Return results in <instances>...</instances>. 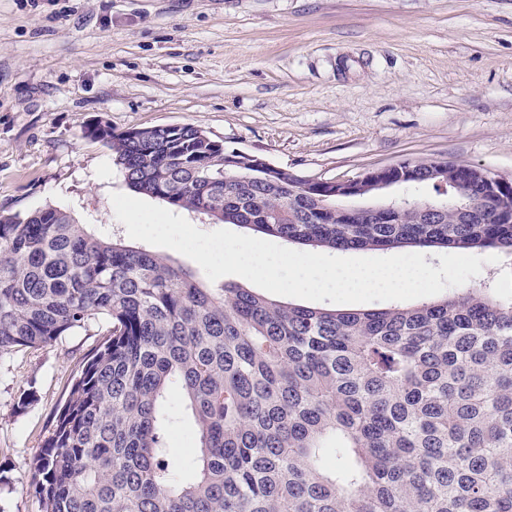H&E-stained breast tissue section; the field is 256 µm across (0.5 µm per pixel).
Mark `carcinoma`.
Returning <instances> with one entry per match:
<instances>
[{
    "label": "carcinoma",
    "mask_w": 512,
    "mask_h": 512,
    "mask_svg": "<svg viewBox=\"0 0 512 512\" xmlns=\"http://www.w3.org/2000/svg\"><path fill=\"white\" fill-rule=\"evenodd\" d=\"M135 192L330 253L512 256V190L414 161L439 205L354 210L201 129L97 124ZM95 327L32 459L42 512H512V294L338 310L218 287L46 206L0 213V358ZM178 389L194 427L167 461Z\"/></svg>",
    "instance_id": "1"
}]
</instances>
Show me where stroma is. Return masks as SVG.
Returning <instances> with one entry per match:
<instances>
[{"mask_svg":"<svg viewBox=\"0 0 512 512\" xmlns=\"http://www.w3.org/2000/svg\"><path fill=\"white\" fill-rule=\"evenodd\" d=\"M98 123L193 125L311 178L436 159L510 175L512 0H0V212L118 227L129 188L84 135ZM93 342L0 358V512H42L30 463Z\"/></svg>","mask_w":512,"mask_h":512,"instance_id":"obj_1","label":"stroma"}]
</instances>
